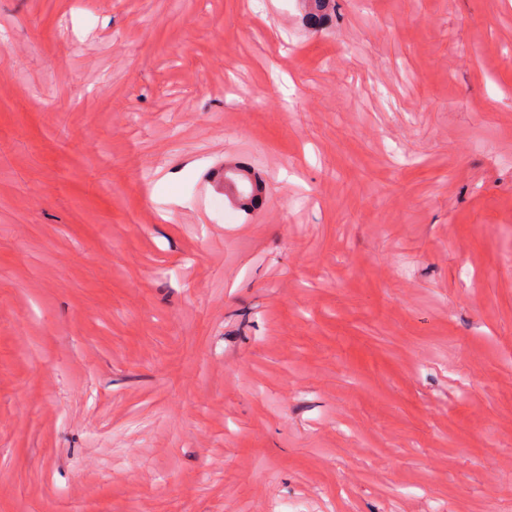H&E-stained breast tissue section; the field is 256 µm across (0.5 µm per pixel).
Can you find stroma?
<instances>
[{"mask_svg":"<svg viewBox=\"0 0 512 512\" xmlns=\"http://www.w3.org/2000/svg\"><path fill=\"white\" fill-rule=\"evenodd\" d=\"M304 12L0 0V512H512V0ZM306 23L312 28L323 26L329 19L336 18L334 0H309ZM224 175L233 180L236 190L249 201L248 204H237L241 209L250 211L258 206L262 194V186L259 182L253 181L249 173L236 166L233 167V170L227 171L226 174L224 172Z\"/></svg>","mask_w":512,"mask_h":512,"instance_id":"1","label":"stroma"}]
</instances>
